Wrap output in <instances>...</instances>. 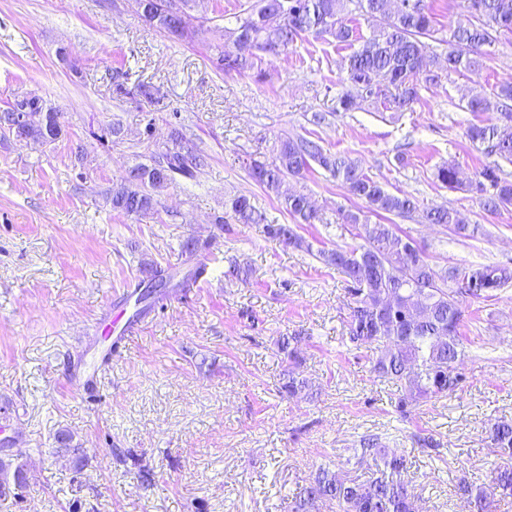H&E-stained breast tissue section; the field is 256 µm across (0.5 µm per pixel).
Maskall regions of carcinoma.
I'll return each mask as SVG.
<instances>
[{
    "label": "carcinoma",
    "instance_id": "cac0c4a2",
    "mask_svg": "<svg viewBox=\"0 0 512 512\" xmlns=\"http://www.w3.org/2000/svg\"><path fill=\"white\" fill-rule=\"evenodd\" d=\"M169 7L140 14L144 23L176 39L187 38L204 27L189 14L191 0H164ZM256 0L236 16V25L224 29V49L217 67L228 75L254 68L257 53L279 56L297 40L312 35L329 37L338 46L359 47L346 64L349 90L336 97V111L351 112L370 102L383 112H402L420 100L421 83L437 84L450 73L475 72L482 67L481 47L491 45L502 34L512 33V0H467L471 19L449 28L452 49L440 57L430 41L440 31L430 0ZM370 26V35L359 34L348 18V5ZM116 95L160 102L154 88L141 82L128 84L126 74L116 75ZM497 122L469 128L470 141L495 157L494 164L480 172L481 179L468 185L480 193L492 188L484 206L497 210L512 206V180L500 176L501 163L512 164V83L498 86ZM326 116L315 112L309 119L314 129L303 135H285L278 141L272 161L254 159L249 165L251 179L280 198L288 214L300 224L319 220L306 195L286 186L288 178H299L317 165L366 204L368 212L408 217L417 212V200L394 194L375 180L358 162L332 153L321 145L316 128ZM65 134L64 113L29 95L25 120L18 126L0 121V138L18 142L52 144ZM207 156L188 144L183 130L175 127L165 148L147 163L129 167L134 175L120 176L108 190L112 211L136 219L157 212L156 194L181 181H195ZM436 180L444 187H461L457 168L439 167ZM231 216L241 224H262L265 216L246 195L225 202ZM353 226L359 244L320 248L318 257L342 271L350 283L349 341L357 346H376L372 371L376 377L404 384L396 402L401 416L411 415L420 405L453 394L461 388L459 363L464 357L461 328L465 303L469 299L493 297V292L512 282V268L496 263L438 272L414 245L396 234L390 224H370L355 213L344 215ZM423 222L458 232L466 231L460 213L445 205L423 211ZM269 238L294 247L303 245L288 224H268ZM186 271L163 274L152 264L140 268L147 281L137 303L142 314L166 301L170 294L196 283L206 272L204 253L209 244L188 237L180 244ZM310 388L308 381L287 371L281 394L293 397ZM488 438L502 456L512 458V421L494 422ZM361 455L373 461L372 475L365 481L341 480L326 469L300 490L291 512H311L319 501H328L335 512H416L412 480L403 478V457L391 456L378 435L360 440ZM490 481L500 499L512 500V465L496 466ZM464 512H491L481 487L464 483Z\"/></svg>",
    "mask_w": 512,
    "mask_h": 512
}]
</instances>
